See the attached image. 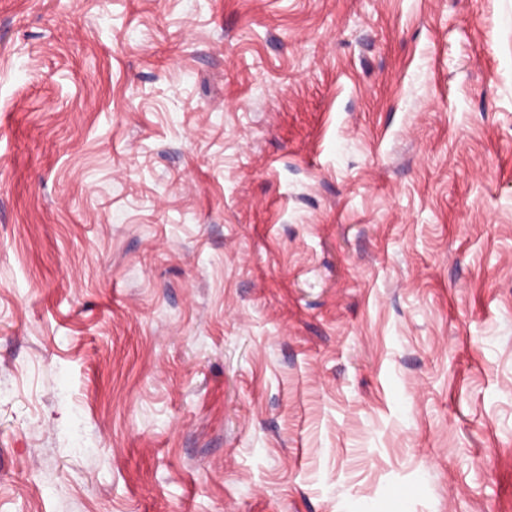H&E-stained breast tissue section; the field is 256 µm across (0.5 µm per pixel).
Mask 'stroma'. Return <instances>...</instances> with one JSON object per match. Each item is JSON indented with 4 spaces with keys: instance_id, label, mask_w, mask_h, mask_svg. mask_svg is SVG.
Listing matches in <instances>:
<instances>
[{
    "instance_id": "1",
    "label": "stroma",
    "mask_w": 512,
    "mask_h": 512,
    "mask_svg": "<svg viewBox=\"0 0 512 512\" xmlns=\"http://www.w3.org/2000/svg\"><path fill=\"white\" fill-rule=\"evenodd\" d=\"M0 512H512V0H0Z\"/></svg>"
}]
</instances>
